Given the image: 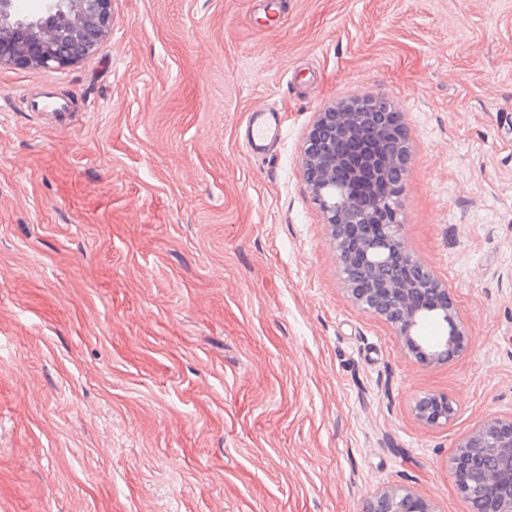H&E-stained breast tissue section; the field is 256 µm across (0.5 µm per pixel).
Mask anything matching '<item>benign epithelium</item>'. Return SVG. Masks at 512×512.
Wrapping results in <instances>:
<instances>
[{
  "label": "benign epithelium",
  "mask_w": 512,
  "mask_h": 512,
  "mask_svg": "<svg viewBox=\"0 0 512 512\" xmlns=\"http://www.w3.org/2000/svg\"><path fill=\"white\" fill-rule=\"evenodd\" d=\"M111 2L42 0L38 12L22 15L16 0H0V68L53 72L93 55L112 29ZM409 161L402 113L394 101L361 94L317 113L301 164L350 298L391 326L406 356L433 366L467 351L471 336L446 285L402 238ZM432 317L446 325V334L428 344L421 332ZM413 411L432 428L448 425L457 413L439 393L417 396ZM448 471L469 512H512V415H492L462 437L448 457ZM363 512L436 510L409 487L394 485L374 493Z\"/></svg>",
  "instance_id": "benign-epithelium-1"
}]
</instances>
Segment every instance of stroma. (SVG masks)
I'll use <instances>...</instances> for the list:
<instances>
[{
    "instance_id": "obj_1",
    "label": "stroma",
    "mask_w": 512,
    "mask_h": 512,
    "mask_svg": "<svg viewBox=\"0 0 512 512\" xmlns=\"http://www.w3.org/2000/svg\"><path fill=\"white\" fill-rule=\"evenodd\" d=\"M112 12L79 63L0 69V512H362L393 484L469 512L448 457L512 414V0ZM364 93L402 114V234L472 338L448 363L354 306L303 180L317 113ZM258 99L285 115L262 158ZM413 411L423 425L432 428L448 425L457 413L448 396L439 393H424L417 396Z\"/></svg>"
}]
</instances>
